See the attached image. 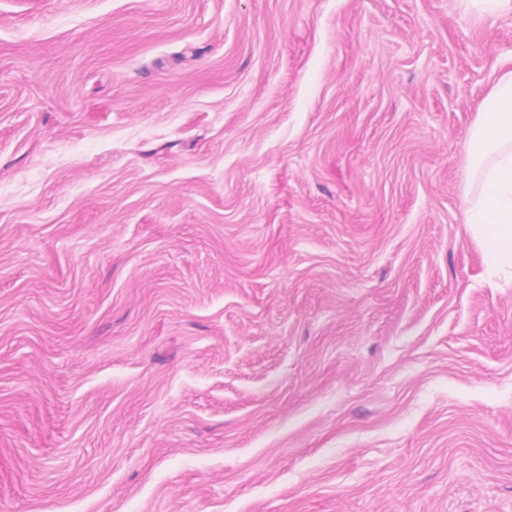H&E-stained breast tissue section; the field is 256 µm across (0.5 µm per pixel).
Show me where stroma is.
Returning <instances> with one entry per match:
<instances>
[{
    "label": "stroma",
    "instance_id": "stroma-1",
    "mask_svg": "<svg viewBox=\"0 0 512 512\" xmlns=\"http://www.w3.org/2000/svg\"><path fill=\"white\" fill-rule=\"evenodd\" d=\"M509 70L470 0H0V512H512ZM465 216L490 274L512 276V72L492 87L465 145ZM472 186L475 191L470 193Z\"/></svg>",
    "mask_w": 512,
    "mask_h": 512
}]
</instances>
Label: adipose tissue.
Segmentation results:
<instances>
[{
	"label": "adipose tissue",
	"mask_w": 512,
	"mask_h": 512,
	"mask_svg": "<svg viewBox=\"0 0 512 512\" xmlns=\"http://www.w3.org/2000/svg\"><path fill=\"white\" fill-rule=\"evenodd\" d=\"M465 151L469 231L488 272L512 276V72L492 87Z\"/></svg>",
	"instance_id": "obj_1"
}]
</instances>
